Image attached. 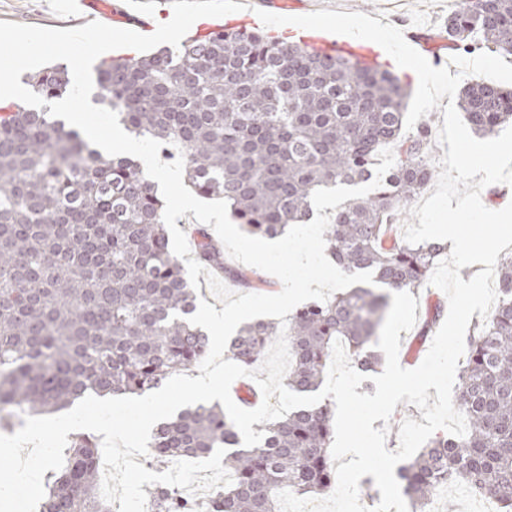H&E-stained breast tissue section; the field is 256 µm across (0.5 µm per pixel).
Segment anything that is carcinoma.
<instances>
[{
    "mask_svg": "<svg viewBox=\"0 0 512 512\" xmlns=\"http://www.w3.org/2000/svg\"><path fill=\"white\" fill-rule=\"evenodd\" d=\"M445 34L457 50L512 54V0H460ZM95 71L93 102L111 104L129 135L160 141L162 157L183 155L194 191L225 200L255 237L275 239L307 222L315 190L371 180L379 151L392 149L381 186L342 204L325 232L345 273L370 271L382 287L341 290L286 323L289 390L322 386L336 340L359 368L377 371L371 344L390 291L422 287L447 250L395 236L394 221L432 179L427 125L403 132L408 86L388 70L234 30L187 42L177 54L104 61ZM29 85L47 105L0 106L11 112L0 119V421L10 426L88 395H146L209 350V336L189 322L194 291L172 252L158 184L140 159L109 156L49 114V103L70 91L64 69H44ZM458 107L490 139L512 122V89L476 78ZM195 238L199 263L252 286L206 230ZM497 281L499 301L466 338L459 362L467 434L431 438L398 470L421 512L446 483L512 512V256L499 261ZM279 332L274 322L245 324L230 358L258 369ZM334 419L329 400L299 408L257 426L263 438L247 447L220 405L198 404L160 422L148 447L159 465L226 450L232 483L205 512H278L285 487L317 495L336 488ZM98 478V444L81 434L65 465L47 476L43 512H107L95 496ZM146 493L155 512H198L171 487Z\"/></svg>",
    "mask_w": 512,
    "mask_h": 512,
    "instance_id": "carcinoma-1",
    "label": "carcinoma"
}]
</instances>
